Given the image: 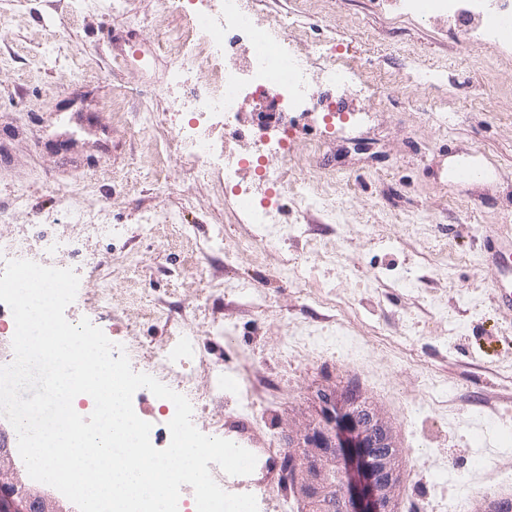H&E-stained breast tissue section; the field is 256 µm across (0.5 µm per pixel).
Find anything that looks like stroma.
Returning a JSON list of instances; mask_svg holds the SVG:
<instances>
[{"label":"stroma","instance_id":"35a3bbf8","mask_svg":"<svg viewBox=\"0 0 512 512\" xmlns=\"http://www.w3.org/2000/svg\"><path fill=\"white\" fill-rule=\"evenodd\" d=\"M467 7L462 29L401 0H254L256 18L285 20L291 44L339 55L355 76L320 86L348 119L333 132L305 102L263 127L243 86L228 150L250 158L256 139L275 143L291 127L287 158L269 162L305 186L281 200L296 238L228 266L225 253L251 232L232 194L216 202L193 159L167 148L168 130L138 121L178 96L161 33L192 4L120 0L105 15L90 0H0V233L36 213L66 221L59 189L107 207L129 234L86 244L102 263L66 315L147 351L165 345L166 322L130 305L132 292L189 304L187 329L212 360L246 376L267 368L280 389L254 418L253 447L287 448L289 430L313 418L315 392L353 380L402 450L396 512H473L475 499L512 498L497 483L512 472V320L493 305L498 272L482 258L485 235L512 224V42H484L478 0ZM106 27L113 42L100 37ZM424 71L434 79L419 81ZM162 147L164 185L149 174ZM476 150L492 164L489 183H449L448 152ZM160 211L177 223L138 238ZM314 246L335 248V264ZM217 275L234 287L213 298ZM106 283L108 312L96 302ZM215 316L229 332L207 334ZM290 326L302 344L288 351Z\"/></svg>","mask_w":512,"mask_h":512}]
</instances>
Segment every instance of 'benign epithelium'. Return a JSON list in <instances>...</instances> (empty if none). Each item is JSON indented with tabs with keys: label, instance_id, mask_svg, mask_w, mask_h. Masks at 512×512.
Here are the masks:
<instances>
[{
	"label": "benign epithelium",
	"instance_id": "1",
	"mask_svg": "<svg viewBox=\"0 0 512 512\" xmlns=\"http://www.w3.org/2000/svg\"><path fill=\"white\" fill-rule=\"evenodd\" d=\"M369 421L360 424L356 413L342 398L331 393L320 400L318 418L288 433L287 464L300 460L330 456L337 461L343 478V493L347 512H389L383 495L385 480L395 477L397 456L392 453L373 457L374 449L393 444L381 413L367 407ZM306 483L317 492L330 484L327 471L302 472ZM39 501L42 512H54L51 500L33 490H19L8 459L0 460V512H29L30 504Z\"/></svg>",
	"mask_w": 512,
	"mask_h": 512
}]
</instances>
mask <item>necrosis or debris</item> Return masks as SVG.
Listing matches in <instances>:
<instances>
[{
  "label": "necrosis or debris",
  "instance_id": "necrosis-or-debris-1",
  "mask_svg": "<svg viewBox=\"0 0 512 512\" xmlns=\"http://www.w3.org/2000/svg\"><path fill=\"white\" fill-rule=\"evenodd\" d=\"M249 4L250 0H224L219 8L191 12L186 25L165 33L163 44L174 63L169 85L188 86L203 61L209 64L213 79L205 90L190 95L184 109L151 113L144 119L145 126L167 127L171 144L196 160V180L213 183L219 192L225 184H233L236 206L252 227L250 236L242 243L246 249L261 243L285 242L295 232L294 227L283 224L278 206L259 200L253 186L233 182L231 176L222 174L211 163L213 121L220 116L225 127H232L239 104L240 73L230 58V49L233 33L245 27ZM252 42L249 79L256 94L271 90L286 103L305 99L315 108L335 111V102L323 97L312 85V58L298 52L287 36L273 37L268 29L262 28L253 31ZM185 110L193 112V122H181ZM78 221L80 226L75 229L68 224L52 223L43 216L34 223L21 225L12 236H0V268L15 259L69 268L79 260L85 241L113 233L111 225L99 222L94 214L80 215ZM145 362L147 374L194 402L200 399L194 367L207 365L210 399L224 396L223 366L208 365L205 350L196 345L183 324H174L166 348L152 352Z\"/></svg>",
  "mask_w": 512,
  "mask_h": 512
}]
</instances>
